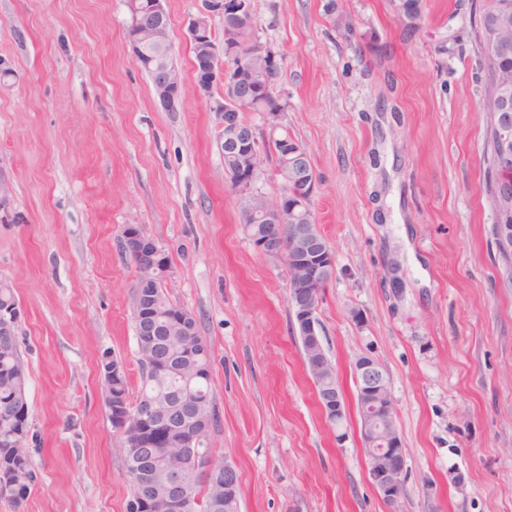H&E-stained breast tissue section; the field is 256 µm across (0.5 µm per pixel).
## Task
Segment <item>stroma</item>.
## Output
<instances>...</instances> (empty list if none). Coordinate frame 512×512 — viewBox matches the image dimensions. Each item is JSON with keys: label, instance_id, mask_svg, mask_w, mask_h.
Here are the masks:
<instances>
[{"label": "stroma", "instance_id": "1", "mask_svg": "<svg viewBox=\"0 0 512 512\" xmlns=\"http://www.w3.org/2000/svg\"><path fill=\"white\" fill-rule=\"evenodd\" d=\"M253 0L281 53L284 123L317 177L336 256L319 333L347 400L322 415L284 266L257 252L197 96L186 21L166 0L182 105L166 111L126 38L124 0H0V280L14 289L36 481L0 512H127L131 483L98 363L138 391L136 268L125 225L169 257V300L212 354L205 447L241 475L240 512H512V271L486 192V67L477 0ZM386 370L406 458L389 505L368 479L353 364Z\"/></svg>", "mask_w": 512, "mask_h": 512}]
</instances>
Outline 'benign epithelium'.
Listing matches in <instances>:
<instances>
[{
  "label": "benign epithelium",
  "mask_w": 512,
  "mask_h": 512,
  "mask_svg": "<svg viewBox=\"0 0 512 512\" xmlns=\"http://www.w3.org/2000/svg\"><path fill=\"white\" fill-rule=\"evenodd\" d=\"M133 22L128 35L132 52L139 67L145 66L146 49L160 45L173 53L170 43V16L166 0H126ZM397 15L415 22L422 13V0H397ZM224 17V57H219L212 42L211 20ZM512 18V0H496L492 33L484 45L503 56L512 53V46L497 38L503 25ZM252 0H202V8L187 20V33L196 56L192 62L194 86L201 98H208L217 87L223 101L215 109L219 126L224 129L221 150L237 159L232 174L236 189L256 197L255 185L263 172L267 155L278 159L277 175L288 174L292 189L283 192L269 209H252L248 216L260 218L261 224H247L245 229L255 249L269 259L284 265L288 275L289 304L293 312L296 333L309 365L316 371L326 369L331 361L325 354L319 334L318 312L324 288L331 281L336 260L333 249L316 224L299 221L298 209L306 206L316 186V176L307 152L284 144L275 137L283 126L285 110L260 109L263 133L240 119L239 107L254 104L259 97L275 96V80L280 69V54L273 47L253 42L246 49L237 44L240 29L253 22ZM148 76L162 106L176 112L182 104L181 73L168 63L149 70ZM492 105L496 109V124L490 130L491 167L490 192L499 252L512 259V225L504 223L512 213V84H492ZM123 248L135 261L138 288L134 299L140 316L138 349L144 350L147 340L157 336L161 328L174 323L180 334L190 335L188 314L161 316L153 303L149 289L164 283L169 274L167 256L153 239L145 235L138 224L126 225L122 236ZM19 317L18 306L0 304V336H10ZM169 355L144 359L146 372L163 377L169 366ZM359 403L369 411L382 415L383 425L364 433L370 455L368 477L385 501L396 503L403 492L406 477L404 449L394 424V406L387 374L382 365L370 356H362L353 366ZM318 403L325 418L336 425L347 417L344 393L332 387L320 388ZM203 401L189 387L161 390L144 399L131 410L126 397L112 395L110 411L112 426L124 438L123 451L127 467L143 473V459L153 464L146 478L138 482L139 490L131 500L132 512H190L192 503L183 479L184 451L207 435L199 424ZM146 424L161 431L154 440L140 436L139 428ZM191 468L215 477L213 455L206 448L192 457ZM216 488L215 509L224 500L236 498L240 490L237 469L224 464V480L212 481Z\"/></svg>",
  "instance_id": "1"
}]
</instances>
